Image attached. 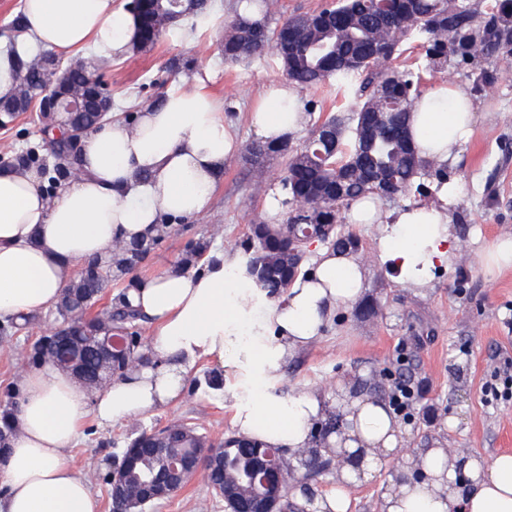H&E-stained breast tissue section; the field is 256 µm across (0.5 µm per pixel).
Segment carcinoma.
Here are the masks:
<instances>
[{
	"mask_svg": "<svg viewBox=\"0 0 512 512\" xmlns=\"http://www.w3.org/2000/svg\"><path fill=\"white\" fill-rule=\"evenodd\" d=\"M261 12L255 17L235 15L230 33L224 37V60L240 62L261 55L267 45L275 52L287 78L305 87H316L334 82L338 87H348L360 80L356 93L363 101L347 117L330 116L327 121L336 128L339 142L347 143L346 155L338 172L323 167L306 154L307 147L292 146L288 140L274 145L253 141L246 146V160L253 169L278 155L288 157V170L284 188L288 199L287 210L274 224L259 221L251 225L245 252L252 258L265 259V270L288 262L290 237L288 225L305 219V201L325 188L339 186V197L325 204L320 211L324 224H341L342 210L352 203L368 197L379 199L381 179L390 181L399 197L422 195L427 189L416 183V178L429 174L437 180V188L448 182L447 165L421 157L411 143L385 137L383 127L409 119L421 94L417 85L421 75L410 70H398L390 61L405 40L415 36L421 56L429 70H440L453 62L471 66L482 58L512 55V0H497L491 12L481 17L482 11L472 5H458L455 0H391L388 12L374 10L372 0H334L317 12L292 14L280 24L271 26L267 0H254ZM209 0H140L135 5L138 22L137 43L133 52L151 50L160 37L156 31L158 20L167 15L176 21L191 19L209 11ZM48 53L32 54L29 50H13L11 62L16 73V92L9 99L0 100V111L8 119L37 107L44 114L42 132L49 135L59 130L51 139L55 163L50 164L35 147L20 156V162L39 168L44 185L43 193L51 198L60 180L72 168L75 152L72 151L68 133L71 126L59 124V118L45 114L41 96L44 71L38 62ZM62 70L71 84L85 85L94 67L83 60L67 63ZM86 134L102 124L95 111L74 115ZM172 229V224L159 226L149 239H133L112 253L108 260H86L64 289L56 311L60 326L73 342H87L109 330H129L133 347L126 361L120 364L124 376L135 367L151 365V359L141 342L143 317L128 299L129 288L122 289L101 312L85 313L100 300L109 280H121L130 270L139 266L153 246ZM212 248L206 236L192 243L179 262L185 271L205 261ZM257 285L271 295H278L290 285L289 278L272 279L256 275ZM33 317L25 316L22 322L8 319L0 322V338L8 339L30 324ZM68 346L60 345L44 352L35 345L29 353L34 365H42L47 358L62 359ZM18 404L16 390L7 389L0 411V456L7 449V442L14 428L11 411ZM152 440V447L141 448L126 462V477L135 490L165 469L164 449L177 448L187 461L198 458L203 448H214L208 480L210 486H224V476H234L250 462L248 443L233 437L225 439L218 447L197 428L187 423L140 434Z\"/></svg>",
	"mask_w": 512,
	"mask_h": 512,
	"instance_id": "obj_1",
	"label": "carcinoma"
}]
</instances>
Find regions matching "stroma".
Masks as SVG:
<instances>
[{"label": "stroma", "mask_w": 512, "mask_h": 512, "mask_svg": "<svg viewBox=\"0 0 512 512\" xmlns=\"http://www.w3.org/2000/svg\"><path fill=\"white\" fill-rule=\"evenodd\" d=\"M238 2L212 0L211 26L199 28L186 20L165 31L150 51L113 58L103 79L115 111L131 116L149 107L159 93L202 81L222 101L224 122L239 144L254 141L246 116L265 88L283 81L284 75L270 53L248 63L225 61L221 45ZM175 59L188 61V68L173 71ZM491 70L490 80L478 86L470 69L460 65L423 73L419 85L425 91L436 81H451L477 107L476 134L448 166L451 183L462 187L450 207L455 249L448 265L435 269L427 285L400 281L379 246L390 225L344 222L342 232L359 243L363 296L337 310L317 341L292 353L277 379L260 388L244 368L201 358L188 367L185 386L166 407L111 425L85 416L66 461L87 476L100 512H112L106 475L113 460L141 432L184 421L214 440L235 436L237 406L253 402L261 391L277 397L320 393L326 400L323 420L336 423L345 394L366 392L386 402L394 379L403 375L419 388L413 419L399 421L409 451L419 453L438 439L466 457L512 452V401L482 400L495 355L512 356V273L489 274L480 261L495 238L512 237V56L495 60ZM298 95L312 124L330 115H348L357 105L349 89L322 86L299 90ZM40 126L33 110L19 114L8 127L0 126V156L14 159L27 145L40 142ZM286 165V157L278 156L255 173L242 155L228 159L206 212L177 224L135 269V276L172 271L188 242L201 236L212 237L217 248H241L254 220L283 212ZM56 319V311L48 310L34 328L0 341V389L15 385L21 373L31 370L29 347ZM213 376L219 387L208 386ZM399 469V459L390 458L373 479L350 486L349 512H379L381 496ZM147 512L226 509L201 472L184 490Z\"/></svg>", "instance_id": "obj_1"}]
</instances>
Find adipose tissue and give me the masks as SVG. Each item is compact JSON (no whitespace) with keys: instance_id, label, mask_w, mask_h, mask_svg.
<instances>
[{"instance_id":"ef3b65f1","label":"adipose tissue","mask_w":512,"mask_h":512,"mask_svg":"<svg viewBox=\"0 0 512 512\" xmlns=\"http://www.w3.org/2000/svg\"><path fill=\"white\" fill-rule=\"evenodd\" d=\"M24 35L57 54L85 49L127 55L136 21L114 0H23ZM472 100L439 82L421 97L410 133L422 157L445 163L473 134ZM260 139L279 142L301 130L306 115L293 86L270 85L250 114ZM237 150L215 96L204 84L166 94L135 123L120 117L88 132L71 177L56 200L41 191L37 172L0 168V320L39 314L55 305L72 264L109 258L116 246L155 234L164 219L201 215L224 162ZM446 208L399 211L395 232L380 243L401 277L421 283L452 254ZM360 259L319 250L314 270L284 295L256 287L248 255L210 253L199 272L137 279L130 298L153 324L152 367L113 380L96 398L70 374L48 366L21 375L10 448L0 456V512H99L87 481L67 464L87 412L114 424L155 411L180 392L187 362L245 355L257 382L278 372L290 350L314 342L331 313L362 295ZM325 400L315 393L262 398L238 407L242 438L296 452L312 445ZM338 431L324 447L360 451L359 469L344 468L318 512H348L347 486L373 477L401 448L403 432L390 408L364 393L345 398ZM380 512H512V454L459 461L437 444L406 456Z\"/></svg>"}]
</instances>
